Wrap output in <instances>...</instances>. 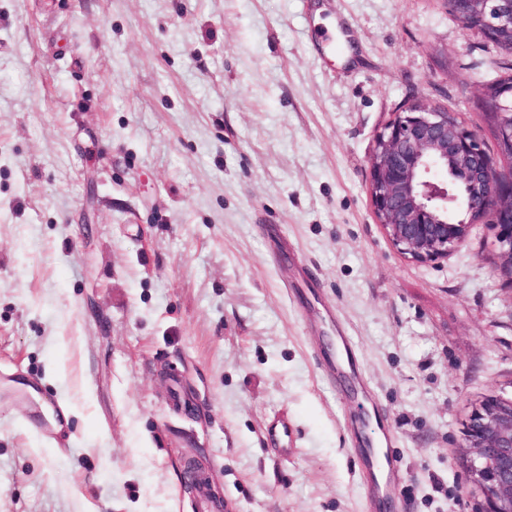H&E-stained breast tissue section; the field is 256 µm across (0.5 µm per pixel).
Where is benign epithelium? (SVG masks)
Instances as JSON below:
<instances>
[{
    "label": "benign epithelium",
    "mask_w": 512,
    "mask_h": 512,
    "mask_svg": "<svg viewBox=\"0 0 512 512\" xmlns=\"http://www.w3.org/2000/svg\"><path fill=\"white\" fill-rule=\"evenodd\" d=\"M473 21L505 54L512 53V0H462ZM500 149L512 155V86L485 88ZM386 233L417 260L448 255L470 225L494 231L497 270L512 282V172L501 173L477 134L453 112L413 102L379 134L369 186ZM472 449L469 478L483 498L481 512H512V399L487 396L465 432Z\"/></svg>",
    "instance_id": "1"
}]
</instances>
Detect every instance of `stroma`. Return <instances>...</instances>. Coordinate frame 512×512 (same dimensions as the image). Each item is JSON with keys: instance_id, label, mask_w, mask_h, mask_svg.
<instances>
[{"instance_id": "1", "label": "stroma", "mask_w": 512, "mask_h": 512, "mask_svg": "<svg viewBox=\"0 0 512 512\" xmlns=\"http://www.w3.org/2000/svg\"><path fill=\"white\" fill-rule=\"evenodd\" d=\"M506 61L446 0H0V375L63 410L52 440L0 398V512H199L190 457L218 512H366L361 406L390 512H479L465 430L512 399V283L484 222L404 254L370 162L418 101L512 170L480 109ZM338 326L367 400L319 365Z\"/></svg>"}]
</instances>
